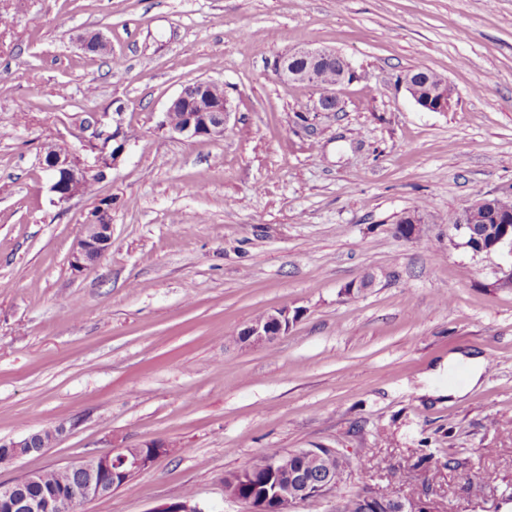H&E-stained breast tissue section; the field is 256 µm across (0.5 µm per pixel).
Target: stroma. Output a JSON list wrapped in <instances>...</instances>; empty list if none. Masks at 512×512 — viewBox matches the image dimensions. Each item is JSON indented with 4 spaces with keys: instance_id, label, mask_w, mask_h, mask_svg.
<instances>
[{
    "instance_id": "stroma-1",
    "label": "stroma",
    "mask_w": 512,
    "mask_h": 512,
    "mask_svg": "<svg viewBox=\"0 0 512 512\" xmlns=\"http://www.w3.org/2000/svg\"><path fill=\"white\" fill-rule=\"evenodd\" d=\"M0 441L71 422L0 482L92 453L170 446L85 512L192 499L245 512L226 475L269 448H334L336 512L365 490L420 512H512V249L452 246L449 213L512 196V0H0ZM99 30L110 55L85 52ZM261 31L247 43L242 32ZM350 62L339 109L279 78L297 48ZM422 64L445 112L399 79ZM197 79L224 86L223 139L158 128ZM122 103L136 132L93 194L53 204L40 145ZM112 199V247L77 273L85 214ZM420 219L417 236L398 234ZM369 279L351 296L349 283ZM299 311L271 344L238 343L265 312ZM488 362L460 400L420 377L449 353ZM491 475L481 495L468 478Z\"/></svg>"
}]
</instances>
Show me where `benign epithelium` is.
Listing matches in <instances>:
<instances>
[{"mask_svg": "<svg viewBox=\"0 0 512 512\" xmlns=\"http://www.w3.org/2000/svg\"><path fill=\"white\" fill-rule=\"evenodd\" d=\"M83 48L105 53L109 42L101 32L91 33L81 38ZM291 56L308 62L309 67L297 71L288 66V59H280L276 64L278 76L284 81H308L313 76L316 64L336 56V51L328 49L300 48ZM182 110L181 121L170 120V113ZM339 102L336 89H323L316 101L315 111L336 112ZM232 112L231 102L222 91V86L210 80H195L186 84L167 104L158 128L171 135L186 139L218 140L224 137V128ZM122 106L111 112H89L79 128L81 150L59 147L57 159L50 167V192L53 203L65 206L73 199L84 195L89 177H107V170L114 169L123 157L129 140ZM484 214H477L471 206L458 211L457 223L451 225L461 245L475 253L492 252L504 246L512 248V211L496 208L491 196H486ZM494 224L497 232L490 239L474 241L476 224ZM112 246V199L103 197L85 215L80 233L75 240L70 256V267L82 272L96 266ZM297 315L288 309H275L262 320H255L242 331L240 343L247 346H263L273 342L278 336L288 332ZM67 431L66 423L53 429L31 433L21 440L0 441V447L9 450L13 460L40 452L44 449L45 435L60 437ZM170 452L166 446H151L143 451L130 454L124 450L114 454H91L81 461L65 466V469L82 476L85 493L91 498L107 495L117 485H123L147 471L154 461ZM35 474L26 473L9 482L0 483V512H66L73 506L66 489L49 490L36 499H26L18 494L21 484L34 480ZM336 487V474L323 472L314 480L298 471L288 476L283 485L276 487L277 508L288 512L297 502H305L313 497H321Z\"/></svg>", "mask_w": 512, "mask_h": 512, "instance_id": "obj_1", "label": "benign epithelium"}]
</instances>
